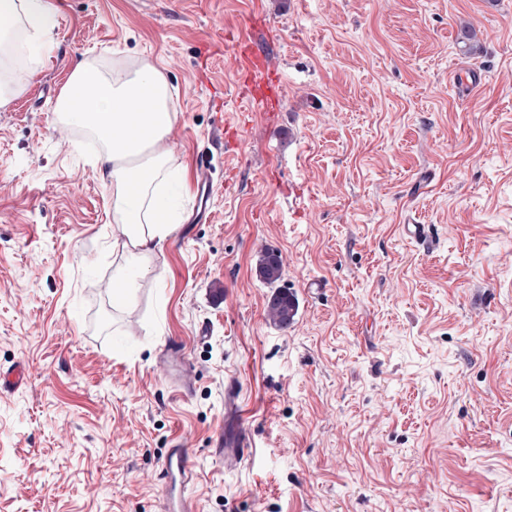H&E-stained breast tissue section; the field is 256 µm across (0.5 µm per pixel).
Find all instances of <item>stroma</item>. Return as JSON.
Returning a JSON list of instances; mask_svg holds the SVG:
<instances>
[{
	"instance_id": "obj_1",
	"label": "stroma",
	"mask_w": 512,
	"mask_h": 512,
	"mask_svg": "<svg viewBox=\"0 0 512 512\" xmlns=\"http://www.w3.org/2000/svg\"><path fill=\"white\" fill-rule=\"evenodd\" d=\"M51 2V49L0 105V370H29L0 393V512H163L179 446L201 512H512V0ZM254 16L268 112L225 39ZM84 57L150 59L179 115L182 221L119 307L101 144L55 110ZM472 62L463 96L449 74ZM411 214L432 251L402 238ZM266 247L298 300L285 329ZM231 376L253 446L229 467ZM258 272L260 278L270 285H274L279 282L283 275L282 260L280 256L273 251L265 252V254L259 259Z\"/></svg>"
}]
</instances>
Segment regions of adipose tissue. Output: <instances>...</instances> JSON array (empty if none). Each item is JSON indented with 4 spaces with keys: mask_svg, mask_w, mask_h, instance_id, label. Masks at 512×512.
I'll return each mask as SVG.
<instances>
[{
    "mask_svg": "<svg viewBox=\"0 0 512 512\" xmlns=\"http://www.w3.org/2000/svg\"><path fill=\"white\" fill-rule=\"evenodd\" d=\"M54 17L48 0H0V55L11 53L10 38L21 28L30 54L41 55ZM56 110L66 123L90 130L104 144L99 161L111 169L112 211L128 256L127 265L112 278V302L119 305L136 285L139 260L179 222L169 153L160 147L178 114L169 105L162 74L147 60L109 71L91 60L79 62Z\"/></svg>",
    "mask_w": 512,
    "mask_h": 512,
    "instance_id": "obj_1",
    "label": "adipose tissue"
}]
</instances>
